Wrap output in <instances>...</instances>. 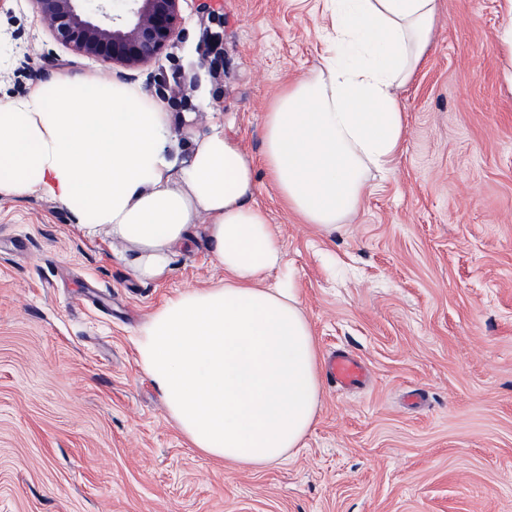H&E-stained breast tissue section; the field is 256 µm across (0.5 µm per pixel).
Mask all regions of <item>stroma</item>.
<instances>
[{
    "instance_id": "35a3bbf8",
    "label": "stroma",
    "mask_w": 512,
    "mask_h": 512,
    "mask_svg": "<svg viewBox=\"0 0 512 512\" xmlns=\"http://www.w3.org/2000/svg\"><path fill=\"white\" fill-rule=\"evenodd\" d=\"M183 0L179 37L115 81L155 97L158 67L196 59L222 28L194 140L223 118L251 156L262 116L319 63L322 0ZM503 0H440L433 42L401 97L393 170L332 237L264 209L321 353L345 350L366 383H323L305 445L262 470L191 444L138 368L133 338L177 293L224 273L203 233L166 279L135 278L123 242L84 238L37 195L0 198V512H512V61ZM99 65L58 43L34 0L0 5V98Z\"/></svg>"
}]
</instances>
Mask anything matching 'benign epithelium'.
<instances>
[{
    "label": "benign epithelium",
    "instance_id": "1",
    "mask_svg": "<svg viewBox=\"0 0 512 512\" xmlns=\"http://www.w3.org/2000/svg\"><path fill=\"white\" fill-rule=\"evenodd\" d=\"M42 19L59 42L103 65L122 63L130 67L156 61L179 29L180 0H122L118 12L110 0H97L93 13L84 0H35ZM198 60L189 68L181 65L161 72L157 85L185 107L187 94L200 91L201 71L212 75L224 66L223 33L207 30L200 40Z\"/></svg>",
    "mask_w": 512,
    "mask_h": 512
}]
</instances>
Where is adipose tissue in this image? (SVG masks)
<instances>
[{
    "label": "adipose tissue",
    "mask_w": 512,
    "mask_h": 512,
    "mask_svg": "<svg viewBox=\"0 0 512 512\" xmlns=\"http://www.w3.org/2000/svg\"><path fill=\"white\" fill-rule=\"evenodd\" d=\"M440 0H324L325 50L262 120L261 162L223 123L188 160L166 148L181 114L104 72L60 76L0 102V197L63 205L89 239L128 244L138 278L172 269L206 220L219 283L167 299L143 323L136 362L206 455L260 470L301 448L321 407V357L265 211V169L288 212L333 236L389 172L406 134L401 89L431 45Z\"/></svg>",
    "instance_id": "ef3b65f1"
}]
</instances>
